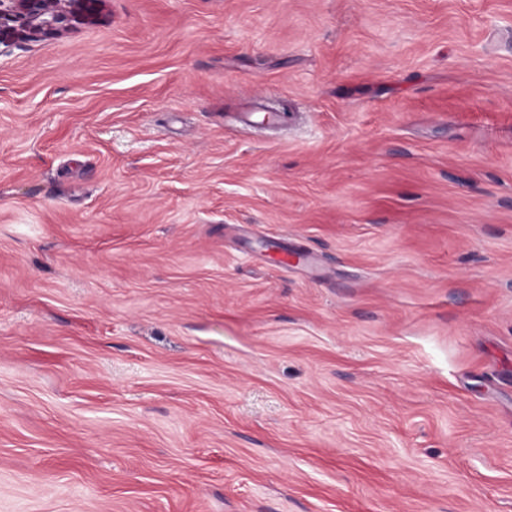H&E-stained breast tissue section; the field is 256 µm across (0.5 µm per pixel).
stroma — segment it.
<instances>
[{
  "label": "stroma",
  "instance_id": "1",
  "mask_svg": "<svg viewBox=\"0 0 512 512\" xmlns=\"http://www.w3.org/2000/svg\"><path fill=\"white\" fill-rule=\"evenodd\" d=\"M0 512H512V0L0 45Z\"/></svg>",
  "mask_w": 512,
  "mask_h": 512
}]
</instances>
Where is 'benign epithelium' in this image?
Returning <instances> with one entry per match:
<instances>
[{
	"instance_id": "1",
	"label": "benign epithelium",
	"mask_w": 512,
	"mask_h": 512,
	"mask_svg": "<svg viewBox=\"0 0 512 512\" xmlns=\"http://www.w3.org/2000/svg\"><path fill=\"white\" fill-rule=\"evenodd\" d=\"M102 0H0V45L56 37L98 20Z\"/></svg>"
}]
</instances>
